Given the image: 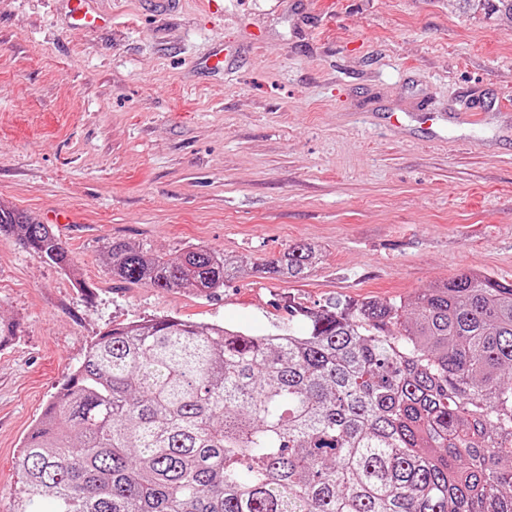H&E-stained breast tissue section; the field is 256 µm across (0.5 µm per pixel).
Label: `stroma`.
Masks as SVG:
<instances>
[{"label":"stroma","instance_id":"1","mask_svg":"<svg viewBox=\"0 0 512 512\" xmlns=\"http://www.w3.org/2000/svg\"><path fill=\"white\" fill-rule=\"evenodd\" d=\"M0 0V204L58 227L61 269L0 237V512L23 438L90 345L174 317L254 334L299 306L410 301L469 272L512 281V19L455 0ZM235 65L206 70L213 47ZM244 272L213 296L112 279L104 244ZM303 281L253 265L289 245ZM99 0H68L71 5L69 23L74 28L93 29L106 24L107 19L100 14L95 2ZM321 252L312 244L298 243L289 246L275 262L256 267V271L271 278L302 280L318 263Z\"/></svg>","mask_w":512,"mask_h":512}]
</instances>
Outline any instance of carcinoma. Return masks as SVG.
<instances>
[{"label":"carcinoma","mask_w":512,"mask_h":512,"mask_svg":"<svg viewBox=\"0 0 512 512\" xmlns=\"http://www.w3.org/2000/svg\"><path fill=\"white\" fill-rule=\"evenodd\" d=\"M512 19V0H457ZM66 269L49 224L0 235ZM312 244L256 271L302 280ZM112 278L213 294L242 266L111 240ZM301 332L160 318L113 328L17 456L13 512H512V283L464 274L405 302L329 303Z\"/></svg>","instance_id":"cac0c4a2"}]
</instances>
